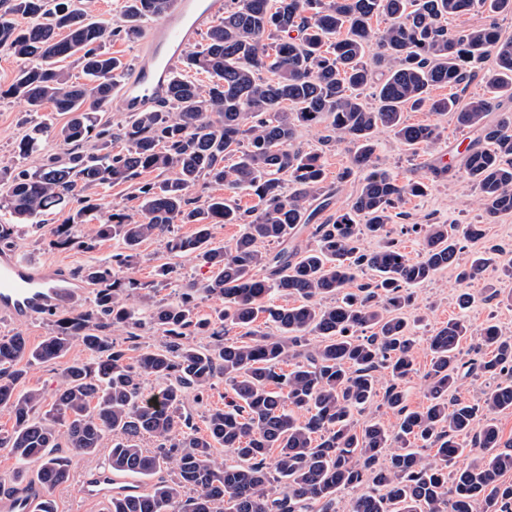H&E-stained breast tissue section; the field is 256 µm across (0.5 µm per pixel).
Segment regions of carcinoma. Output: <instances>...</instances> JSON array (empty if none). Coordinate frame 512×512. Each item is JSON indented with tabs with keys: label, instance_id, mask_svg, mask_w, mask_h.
I'll use <instances>...</instances> for the list:
<instances>
[{
	"label": "carcinoma",
	"instance_id": "obj_1",
	"mask_svg": "<svg viewBox=\"0 0 512 512\" xmlns=\"http://www.w3.org/2000/svg\"><path fill=\"white\" fill-rule=\"evenodd\" d=\"M165 3L126 0L123 25L116 28L93 19L83 0H12L0 14V52L21 62L5 94L25 101L31 112L50 104L71 115L57 130L38 128L40 135L53 134L64 153L13 175L7 208L19 223L31 224L76 198L82 207L70 222L46 230L50 245L71 247L74 225L89 217L99 221L98 237L122 244L112 261L85 270L96 286L88 309L60 317L55 334L36 347L20 334L0 338V407L14 418L11 431L0 434V447L34 466L47 493L69 477L67 464L55 456L63 442L91 454L110 437L112 469L137 476L165 468L174 473L147 493L112 495L110 512H312L315 505L317 512H339L344 489L358 491L348 512H512V484L500 480L512 471V447L502 444L496 421L512 410V338L490 323L475 357L465 360V321L450 320L428 341V404L410 408L402 386L417 350L405 313L412 288L456 263L455 235L446 224L427 225L423 257L416 261L392 242L372 252L360 247L363 233L384 232L405 197L429 188L426 176L399 183L369 166L383 130L413 152L440 140L436 126L407 123V107L449 113L474 135L457 170L478 191L487 216L512 213V114L491 122L487 98L465 102L457 94L430 93L467 85L492 51L496 68L489 81L512 97V39H502L493 26L450 35L443 24L480 4L512 13V0H331L326 6L322 0H230L205 44L185 54L187 66L206 72L210 83L174 77L165 104L132 116L118 135L98 120L111 108L112 88L124 69L103 45L138 34ZM379 16L388 24L376 30ZM373 43L379 52L372 70L365 56ZM72 57L90 82L72 81L60 66ZM264 70L273 79L262 78ZM372 84L376 104L369 106L359 90ZM320 122L353 145L351 166L337 182L355 168L365 175L350 210L315 224L327 206L322 156L292 145L298 127ZM118 136L127 147L112 154L108 146ZM91 140L105 153L87 151ZM228 157L234 163L224 164ZM151 172L174 176L140 180ZM202 178L247 192L256 207L242 210L220 196L199 200L193 192ZM125 183L140 200L141 219L100 214L96 191ZM358 216L365 223H357ZM176 221L195 225V232L170 238L167 250L194 256L213 275L188 282L177 301L153 308L150 319L165 341L130 356L100 331L140 325L130 297L140 283L127 271L142 243ZM217 224L240 225L230 247L215 245ZM309 226L314 245L303 247L297 236ZM264 242L280 249L263 252ZM490 262L482 257L460 268L458 281H475ZM367 269L374 277L346 290ZM275 294L297 303L278 305ZM200 295L222 301L214 318L196 317ZM261 318L275 332L262 329ZM231 328L244 333L230 338ZM197 330L210 331L213 344H192L189 336ZM310 336L318 338L312 348ZM76 343L90 358L66 367L50 409L35 415L41 394L22 393L17 383L33 363L60 359ZM290 355L304 362L276 372ZM464 368L500 383L471 402L458 395ZM145 376L165 386L148 392ZM384 377L383 404L400 421L393 430L374 420L358 426L353 414L372 405ZM217 378L234 397L206 417L207 434L201 435L184 411L186 394L202 398ZM463 435L471 437L475 458L450 472L449 464L463 454L457 441ZM145 437L154 440V451L141 448ZM217 444L232 462L214 456ZM388 448L393 452L382 463Z\"/></svg>",
	"mask_w": 512,
	"mask_h": 512
}]
</instances>
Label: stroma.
Wrapping results in <instances>:
<instances>
[{"label":"stroma","instance_id":"stroma-1","mask_svg":"<svg viewBox=\"0 0 512 512\" xmlns=\"http://www.w3.org/2000/svg\"><path fill=\"white\" fill-rule=\"evenodd\" d=\"M19 67L18 60L0 52V190L4 189L7 178L18 169L34 168L48 156L63 152L62 146L53 137L45 136L32 156L24 158L19 155L18 143L38 119L36 113L28 111L26 103L6 94ZM404 118L411 124L437 125L442 139L437 148H423L413 155L394 141L390 133L380 132V147L371 164L386 170L397 181L404 182L428 174L430 168L450 162L465 147L468 134L458 128L450 115L408 109L404 112ZM328 134V128L322 123L299 127L293 146L303 152L317 151L322 154L326 181L338 187L328 208L329 213L333 214L350 207L362 175L357 172L348 181L337 183L338 172L351 162L350 146L344 141H328ZM398 210V216L387 226L388 238L393 239L410 259L416 260L422 256L420 235L408 230L412 224L484 225L485 235L482 239L462 241L460 259L467 263L484 254L492 258V264L483 277L465 288L475 296L474 303L467 311H460L457 303V297L464 289L457 280V268L439 271L431 281L417 289L415 303L408 312L417 319L415 332L419 340H426L434 330L461 316L466 318L468 324V333L460 344L463 353H471L476 348L487 323H497L504 335L512 336V214L487 219L477 203L476 191L457 174L436 179L428 195L405 198ZM1 224L12 225L13 231L7 242L14 249L35 256L43 264L63 267L78 277L83 276L87 267L111 260L113 253L119 249L116 241L98 236V223L94 220L75 228L78 244L66 250L51 249L47 237L42 236L40 231L14 223L8 209L0 208ZM168 236L160 234L140 247L139 260L131 272L132 277L141 284L134 298L138 308L147 309L174 301L188 281H200L209 275L208 267L202 262L168 253L165 248ZM385 239L366 235L362 238V245L365 249L376 250L383 246ZM165 262L173 266L174 272L162 281L156 269ZM86 356L82 346L76 345L67 357L33 364L20 380L18 388L22 391L38 390L46 402H53L64 368L71 360ZM56 455L67 464L70 478L51 492L55 512H109L108 506L86 502L79 495L85 475L106 461L107 448H100L92 454H81L62 447L57 449Z\"/></svg>","mask_w":512,"mask_h":512}]
</instances>
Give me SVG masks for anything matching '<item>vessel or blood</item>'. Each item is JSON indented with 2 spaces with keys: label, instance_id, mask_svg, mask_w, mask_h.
<instances>
[{
  "label": "vessel or blood",
  "instance_id": "obj_1",
  "mask_svg": "<svg viewBox=\"0 0 512 512\" xmlns=\"http://www.w3.org/2000/svg\"><path fill=\"white\" fill-rule=\"evenodd\" d=\"M225 0H167L162 14L145 27L135 67L118 87L128 114L144 112L164 98L174 62L199 34L224 14ZM81 283L61 268L40 267L13 249L0 250V317L25 321L74 302ZM115 479L110 464L96 468L82 482L87 502L111 497Z\"/></svg>",
  "mask_w": 512,
  "mask_h": 512
}]
</instances>
